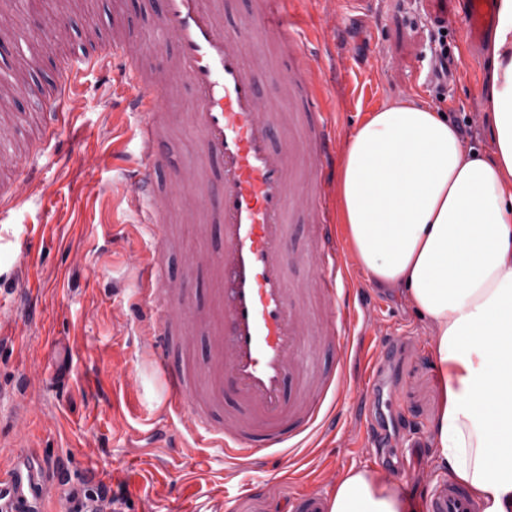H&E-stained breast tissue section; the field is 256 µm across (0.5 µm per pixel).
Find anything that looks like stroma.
I'll return each instance as SVG.
<instances>
[{
  "instance_id": "stroma-1",
  "label": "stroma",
  "mask_w": 512,
  "mask_h": 512,
  "mask_svg": "<svg viewBox=\"0 0 512 512\" xmlns=\"http://www.w3.org/2000/svg\"><path fill=\"white\" fill-rule=\"evenodd\" d=\"M58 0H0V27L32 43L54 20ZM281 8L310 38L333 35L337 12L355 16L347 0H281ZM369 29L331 46L338 81L328 97L342 103L339 138L374 109L415 99L447 112L452 121L472 118V146L490 148L491 120L484 104L487 42L467 37L460 0H375ZM448 22V46L457 59L444 93L427 80L435 47L433 21ZM69 35L44 42L39 67L18 88L14 110L20 138L31 134L41 104L34 88L59 85L70 60L127 32L148 64L175 55L172 37L159 30L153 0H68ZM120 73L89 71L75 86L74 120L60 128L39 156L13 157L18 207L0 222V469L31 454L44 470L67 466L71 486L88 468L112 489L124 490L125 512H293L299 493L330 495L348 469L381 472L400 485L413 512H422V490L401 486L398 469L414 466L420 477L447 480L433 467L427 436L441 391L427 320L400 288L372 282L349 266L351 282L365 295L354 335L362 349L383 329L392 349L374 379L385 403L357 411L353 398L341 406L334 438L302 449L298 462L240 471L208 448H187L178 421L169 440L152 431L167 393L152 360L133 339L140 302L137 269L148 242L132 226V191L110 155L122 146L140 157L135 131L141 115L124 111ZM196 105L188 81L174 78L158 106L168 124L159 188L169 245L162 258L168 277L182 284L200 309H208L204 269L187 272L192 256L217 255V230L201 232L195 215L176 203L181 172L197 161L198 136L189 114Z\"/></svg>"
}]
</instances>
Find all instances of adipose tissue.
<instances>
[{"label": "adipose tissue", "instance_id": "obj_1", "mask_svg": "<svg viewBox=\"0 0 512 512\" xmlns=\"http://www.w3.org/2000/svg\"><path fill=\"white\" fill-rule=\"evenodd\" d=\"M490 152L447 114L403 100L349 135L337 216L358 267L402 288L431 327L442 395L428 438L482 512H512V0L491 47ZM327 512H409L382 475L349 469Z\"/></svg>", "mask_w": 512, "mask_h": 512}]
</instances>
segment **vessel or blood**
Here are the masks:
<instances>
[{"label": "vessel or blood", "mask_w": 512, "mask_h": 512, "mask_svg": "<svg viewBox=\"0 0 512 512\" xmlns=\"http://www.w3.org/2000/svg\"><path fill=\"white\" fill-rule=\"evenodd\" d=\"M464 21L471 40L489 29L494 0H464ZM160 29L173 34L177 54L169 67L144 72L122 34L104 48L106 63H119L132 89L126 109L144 113L139 127L140 164L128 170L134 195L130 204L141 227L151 231L155 254L168 245L159 193L157 167L166 123L154 110V98L166 92L171 74L185 76L198 108L193 126L199 136V165L182 172L187 193L216 192L223 247L210 266L214 314L196 315L192 328L172 336L173 314H184L185 291L163 272L160 262L140 271L143 301L138 307L139 346L164 373L168 399L158 417H179L195 444L213 448L242 467H262L292 455L312 438L334 435L338 420L329 397L360 391L374 400L378 392L366 381L387 349L378 342L365 357L354 349L351 330L356 313L344 288L346 258L338 228L327 217V188L334 176L339 104H320L310 76L323 68L321 56L308 54L302 68L274 76L262 54L247 55L250 26L291 50L304 45L301 30L268 8L253 15L251 25L224 26V0H159L155 13ZM291 99L309 118L304 141H297L279 121L281 102ZM68 89L43 102L42 137L53 136L60 118L72 108ZM309 161L307 188L293 178L296 156ZM300 202L318 223L314 247L304 260L315 269L319 290L329 309L324 325L310 324L301 302L304 289L288 283L297 261L289 249L286 212ZM206 343L204 365L175 364L172 347L182 353ZM327 347L336 356L332 371H314L303 352ZM233 391V405L223 416L212 413ZM45 495L44 479L35 471L0 474V512H36L19 506L23 494ZM424 512H478L467 490L454 483L439 485L424 499Z\"/></svg>", "instance_id": "1"}]
</instances>
